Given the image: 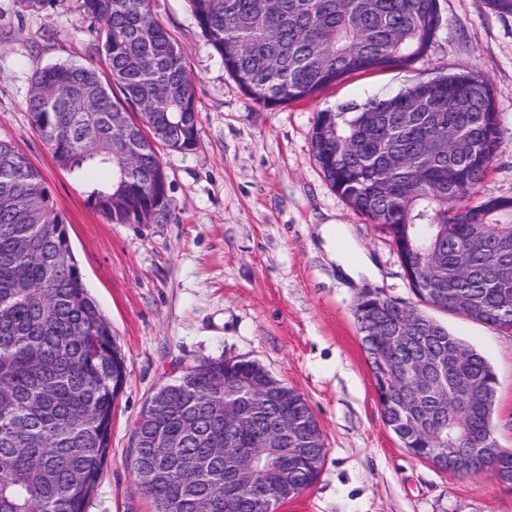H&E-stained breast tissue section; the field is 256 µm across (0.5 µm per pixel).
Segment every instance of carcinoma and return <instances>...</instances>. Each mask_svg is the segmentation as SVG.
<instances>
[{
    "instance_id": "carcinoma-1",
    "label": "carcinoma",
    "mask_w": 512,
    "mask_h": 512,
    "mask_svg": "<svg viewBox=\"0 0 512 512\" xmlns=\"http://www.w3.org/2000/svg\"><path fill=\"white\" fill-rule=\"evenodd\" d=\"M39 14L56 0H16ZM225 70L255 102L314 98L355 72L427 54L439 0H188ZM107 64L38 72L28 119L88 204L116 224L164 222L171 199L160 149L198 146L200 115L183 51L151 0H81ZM310 146L325 180L381 226L401 263L423 270V303L512 331V198L470 203L501 147L489 84L440 77L354 112L316 114ZM66 218L41 172L0 140V512H86L111 453L112 411L125 360L91 296ZM366 351L379 352L375 392L406 450L432 461L460 449L467 473L512 489V451L492 431L497 378L486 358L416 307L379 295L355 311ZM405 339L396 345V332ZM248 359L186 371L136 421L127 465L154 512H252L237 492L236 449L224 447V401L240 404L241 448L279 432L281 467L297 494L326 453L309 404ZM265 406L249 407L258 387ZM178 398L169 404L167 396ZM292 428L278 431L283 416Z\"/></svg>"
}]
</instances>
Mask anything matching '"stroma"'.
<instances>
[{
  "label": "stroma",
  "mask_w": 512,
  "mask_h": 512,
  "mask_svg": "<svg viewBox=\"0 0 512 512\" xmlns=\"http://www.w3.org/2000/svg\"><path fill=\"white\" fill-rule=\"evenodd\" d=\"M439 8L434 42L411 65L356 73L314 99L270 108L225 71L186 0H152L184 49L199 141L194 152L162 155L172 201L166 222L114 224L57 166L26 109L31 79L44 67H105L80 0H57L35 15L0 0V138L40 170L125 356L112 453L88 512H153L125 464L131 426L185 368L229 357L255 360L301 393L325 435L318 480L278 512H512V490L490 473L439 470L412 457L384 423L355 305L367 291L404 306L416 299L380 227L336 195L310 148L321 110L472 71L493 89L501 142L477 197H512V16L489 0H439ZM322 224L337 225L372 257L379 279L341 275L317 241ZM431 315L492 366L493 434L512 449V332L437 309Z\"/></svg>",
  "instance_id": "35a3bbf8"
}]
</instances>
